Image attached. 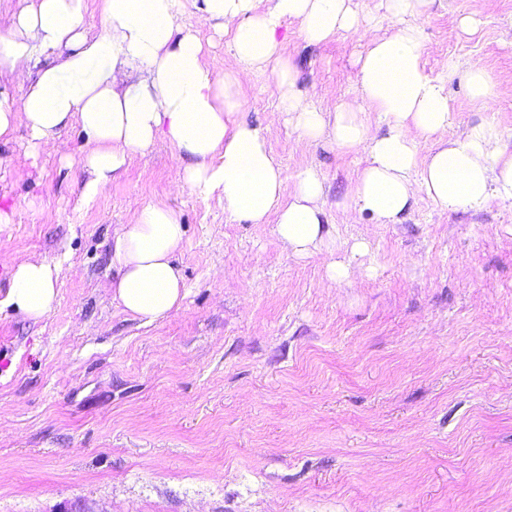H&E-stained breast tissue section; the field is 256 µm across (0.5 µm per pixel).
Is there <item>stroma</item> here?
Segmentation results:
<instances>
[{
	"instance_id": "stroma-1",
	"label": "stroma",
	"mask_w": 512,
	"mask_h": 512,
	"mask_svg": "<svg viewBox=\"0 0 512 512\" xmlns=\"http://www.w3.org/2000/svg\"><path fill=\"white\" fill-rule=\"evenodd\" d=\"M419 24L426 71L481 60L512 126V0H435ZM279 37L298 90L352 99L357 34ZM448 94L449 136L486 118L463 75ZM240 102L285 175L325 177L337 257L357 239L367 255L328 287V256L288 257L274 224L173 193L185 160L165 141L82 203L81 128L63 157L18 129L0 144V294L21 256L60 279L42 321L0 309V512H512V209L420 199L368 223L337 206L363 154L305 144L271 73ZM154 202L181 213L187 296L147 324L112 299L110 238Z\"/></svg>"
}]
</instances>
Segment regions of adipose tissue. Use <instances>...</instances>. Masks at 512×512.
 I'll list each match as a JSON object with an SVG mask.
<instances>
[{"label":"adipose tissue","mask_w":512,"mask_h":512,"mask_svg":"<svg viewBox=\"0 0 512 512\" xmlns=\"http://www.w3.org/2000/svg\"><path fill=\"white\" fill-rule=\"evenodd\" d=\"M433 0H379L361 13L353 0H99L101 28L89 33L87 0H25L0 19V79L19 85V98L0 96V143L25 126L33 150H54L60 133L80 126L88 147L82 197L103 195L132 156L162 139L187 162L181 183L219 196L235 218L275 232L288 256L330 255L328 280H348L351 267L335 260L328 229L325 179L316 167L286 177L266 135L239 115V88L271 71L285 121L310 144L360 152L365 166L341 205L373 224H399L417 199L457 212L491 203L512 207V141L496 120L448 130L456 114L447 84L456 69L431 76L422 64L419 18ZM195 13L227 34L236 68L206 63L204 45L186 22ZM296 21L307 43L341 32L365 40L351 102L322 107L298 90L297 68L282 53L278 33ZM396 24L388 36L383 23ZM431 145L428 153L421 142ZM181 214L155 203L135 223L115 228L112 298L131 316L153 322L184 298L176 256L184 243ZM57 264L17 261L0 305L41 321L56 300Z\"/></svg>","instance_id":"obj_1"}]
</instances>
